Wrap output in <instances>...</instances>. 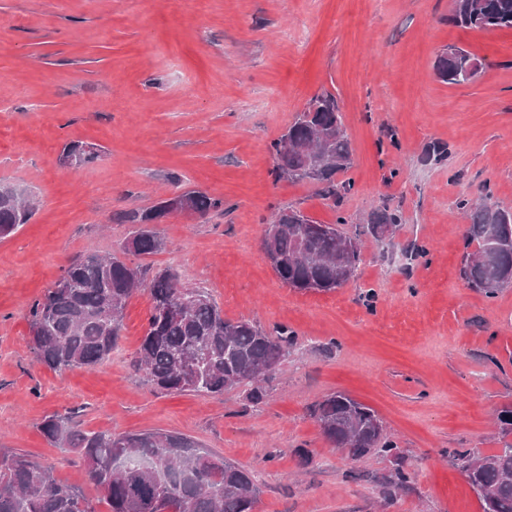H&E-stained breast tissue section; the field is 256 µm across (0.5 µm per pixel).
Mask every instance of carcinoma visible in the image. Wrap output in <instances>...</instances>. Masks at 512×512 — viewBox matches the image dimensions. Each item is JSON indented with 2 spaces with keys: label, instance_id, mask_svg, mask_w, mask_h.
<instances>
[{
  "label": "carcinoma",
  "instance_id": "cac0c4a2",
  "mask_svg": "<svg viewBox=\"0 0 512 512\" xmlns=\"http://www.w3.org/2000/svg\"><path fill=\"white\" fill-rule=\"evenodd\" d=\"M448 22L464 29L512 28V0H453ZM472 56L453 46L434 65L447 84L472 81L478 69H467ZM64 155H78L86 165L95 158L92 147L72 142ZM275 178L314 181L321 195L336 199L349 190L336 174L351 165L350 143L336 96L312 97L286 131L271 145ZM181 197L196 213L224 207L220 198L199 191ZM457 208L470 224L468 244L475 251L463 258L462 276L493 298L512 285V211L492 202L461 199ZM34 205H22L11 189L0 186V238L33 217ZM166 213L165 201L131 211L124 221L134 230L122 252L138 256L165 248L157 229ZM277 223L265 232L264 247L272 268L288 287L299 291L332 292L346 283L361 261L358 238L344 235L338 225L323 224L292 207L275 213ZM400 216L383 206L375 210L363 233L377 240L390 237ZM148 292L150 307L144 335L133 364L149 382L167 393L222 394L252 385L247 399L264 402L260 382L284 360L295 344L285 326L266 332L249 319L224 318L203 288L186 287L168 270L132 266L114 255L88 254L71 261L54 286L36 299L30 325L44 330L29 338L37 360L56 373L94 369L109 361L123 326L128 300L138 289ZM178 304L179 316L166 315ZM313 416L323 436L356 460L374 452L393 458L395 468L383 478L384 497L391 499L409 487L404 452L388 438L382 421L369 407L344 393L320 402ZM502 447L476 456L453 452L477 495L483 512H512V406L501 410ZM40 431L56 448H64L84 464L88 478L106 492L110 512H253L260 490L250 472L196 441L179 434L143 432L112 434L78 428L75 413L46 416ZM0 512H95L72 485L53 478L51 470L23 454L0 453Z\"/></svg>",
  "mask_w": 512,
  "mask_h": 512
}]
</instances>
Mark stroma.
<instances>
[{
    "label": "stroma",
    "instance_id": "35a3bbf8",
    "mask_svg": "<svg viewBox=\"0 0 512 512\" xmlns=\"http://www.w3.org/2000/svg\"><path fill=\"white\" fill-rule=\"evenodd\" d=\"M452 0H0V183L38 201L0 239V449L105 492L39 429L72 409L82 429L169 431L248 470L256 512H482L453 450L493 453L512 406V285L489 298L461 275L468 222L459 199L492 193L512 208V29L464 30ZM456 46L480 72L434 74ZM336 96L353 188L340 206L311 181L275 179L271 143L315 95ZM99 156L62 165L66 144ZM447 144L439 162L426 147ZM196 190L224 207L160 225L162 252L128 264L172 269L208 289L229 320L297 335L254 406L246 387L168 394L135 371L150 306L129 300L109 361L55 373L27 345L29 308L73 258L116 253L119 214ZM389 206L394 237L362 236L351 280L328 293L289 288L262 251L276 209L293 207L354 235ZM423 255H413V247ZM374 301H366V292ZM348 393L377 412L413 469L385 500L391 457L360 460L311 416ZM311 451L302 464L297 449Z\"/></svg>",
    "mask_w": 512,
    "mask_h": 512
}]
</instances>
